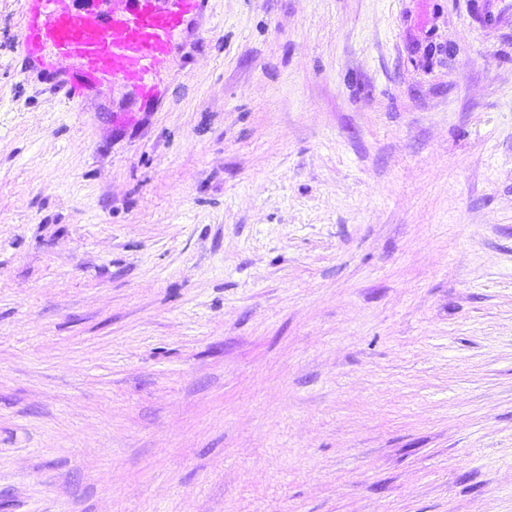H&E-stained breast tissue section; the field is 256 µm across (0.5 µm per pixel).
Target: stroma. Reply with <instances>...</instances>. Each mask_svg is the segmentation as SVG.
Segmentation results:
<instances>
[{"label": "stroma", "instance_id": "35a3bbf8", "mask_svg": "<svg viewBox=\"0 0 512 512\" xmlns=\"http://www.w3.org/2000/svg\"><path fill=\"white\" fill-rule=\"evenodd\" d=\"M208 0L67 105L0 0V512H512V14Z\"/></svg>", "mask_w": 512, "mask_h": 512}]
</instances>
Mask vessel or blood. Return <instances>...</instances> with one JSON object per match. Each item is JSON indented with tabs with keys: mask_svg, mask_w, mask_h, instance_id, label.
Instances as JSON below:
<instances>
[{
	"mask_svg": "<svg viewBox=\"0 0 512 512\" xmlns=\"http://www.w3.org/2000/svg\"><path fill=\"white\" fill-rule=\"evenodd\" d=\"M207 0H23L20 54L29 71L77 103L112 81L159 98L156 73Z\"/></svg>",
	"mask_w": 512,
	"mask_h": 512,
	"instance_id": "vessel-or-blood-1",
	"label": "vessel or blood"
}]
</instances>
